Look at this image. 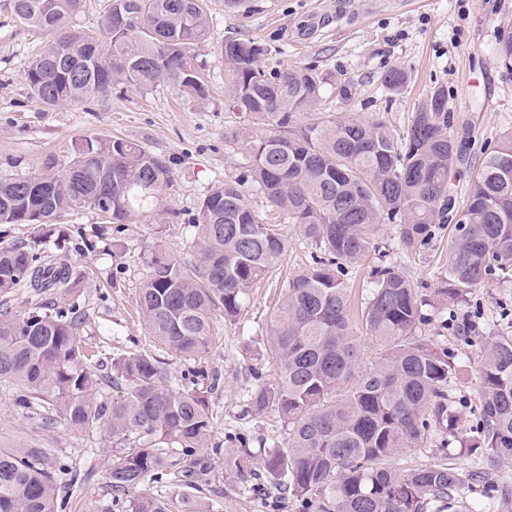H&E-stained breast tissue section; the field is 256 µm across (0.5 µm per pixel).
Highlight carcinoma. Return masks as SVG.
<instances>
[{
	"label": "carcinoma",
	"instance_id": "cac0c4a2",
	"mask_svg": "<svg viewBox=\"0 0 512 512\" xmlns=\"http://www.w3.org/2000/svg\"><path fill=\"white\" fill-rule=\"evenodd\" d=\"M82 0H13L23 23L51 36L26 79L42 106L64 107L112 85L145 89L166 83L197 102L209 89L195 60L209 42L202 0H111L98 33L70 26ZM128 18L123 25L120 18ZM266 45L224 40L231 75V105L262 121L270 133L255 138L233 132L245 159L235 179L213 186L192 224L196 260L151 259L140 308L157 346L185 359L208 352L214 318L237 317L254 285L277 266L288 240L249 204L252 185L270 207L297 224L314 246L311 262L288 280L281 304L266 327V353L276 369L273 383L251 391L256 415L275 409L286 426L282 446L255 450L238 437L227 464L237 477L271 482L298 512H445L470 503L481 476L446 465L404 473L381 461L416 448L436 430L462 452L512 456V334L482 339L478 365L479 418L470 434H458L451 389L461 362L446 348L417 336L428 321L426 294L406 272L380 265L362 312L378 356L360 375L357 336L350 327L348 269L381 251L379 227H401L399 248L410 255L429 249L445 227L456 234L448 269L435 294L464 300L494 275L512 278V131L499 137L456 207L449 175L460 160L448 112V91L433 90L415 113L405 137L395 140L381 118L320 111L327 77L313 67L267 71ZM404 68L392 67L383 83L401 91ZM35 189L24 177H0V224L43 223L92 209L121 224L157 206L171 182L165 159L122 139L77 145L67 173L46 170ZM462 218L455 222L456 214ZM82 276L49 248L38 254L19 245L0 247V295L25 286L70 297ZM86 313L70 304L26 317L0 310V383L26 391L22 404L79 432L98 431L112 444L107 469L112 490L138 487L163 470L191 482L207 474L205 456L217 455L208 394L223 386L222 374L192 371L193 388L167 384L162 362L142 352L112 358L122 394H101L92 359L80 344ZM206 390L194 387L196 379ZM261 458V470L253 460ZM67 472L36 446L0 448V512H55ZM512 496L490 483L478 507L496 512ZM128 512H171L169 502L145 496Z\"/></svg>",
	"mask_w": 512,
	"mask_h": 512
}]
</instances>
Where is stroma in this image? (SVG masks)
<instances>
[{
  "mask_svg": "<svg viewBox=\"0 0 512 512\" xmlns=\"http://www.w3.org/2000/svg\"><path fill=\"white\" fill-rule=\"evenodd\" d=\"M246 13L230 12L224 0H206L210 42L198 63L209 87L199 103L172 87L125 90L92 96L59 108L36 103L26 81L30 64L45 50L49 37L20 23L12 0H0V175L31 176L54 169L64 172L74 147L87 139H124L165 157L172 181L159 208L135 213L121 225L106 222L99 212L84 210L54 224H0V247L47 243L68 253L81 271L78 293L87 315L81 343L103 362L126 351H145L164 362L170 384L183 383L189 360L155 346L139 309V289L150 273L149 261L162 254L195 259L192 219L210 188L235 178L243 158L229 140L242 129L266 134V126L231 111V81L224 66V41L252 39L269 53L267 69L314 66L328 76L326 112H351L370 120L384 118L395 138L406 135L412 117L434 88L448 91L456 143L463 157L450 186L465 200L469 175L479 168L500 134L512 129V66L497 54L501 34L512 31V0H248ZM394 66L408 74L403 91H388L382 79ZM349 82L352 97L342 101L336 83ZM401 228L381 225V253H369L349 270L352 300L362 307L372 269L380 264L403 267L416 288L432 295L448 268L449 237L412 257L395 248ZM288 249L278 269L255 288L234 320L217 318L212 344L200 359L219 370L223 386L209 395L216 437L243 431L266 445L284 444L287 430L275 410L254 415L248 395L256 384L273 382L267 361L265 324L280 304L288 278L310 255L298 225L285 226ZM429 322L420 336L457 355L462 368L454 379L459 427L469 432L476 399V370L483 337L512 331V279L489 277L465 300L434 299ZM17 387L0 385V448L38 445L76 471L61 491L56 512H125L128 501L166 491L182 494L171 477L146 480L122 495L107 478L110 444L100 434L69 430L64 423L44 427L39 417L17 404ZM232 448L211 457L210 483L188 491L190 512H295L274 484L253 488L224 467ZM401 471L445 464L480 472L512 487V457L496 461L459 455L456 446L439 450L428 439L411 451L389 459Z\"/></svg>",
  "mask_w": 512,
  "mask_h": 512,
  "instance_id": "1",
  "label": "stroma"
}]
</instances>
